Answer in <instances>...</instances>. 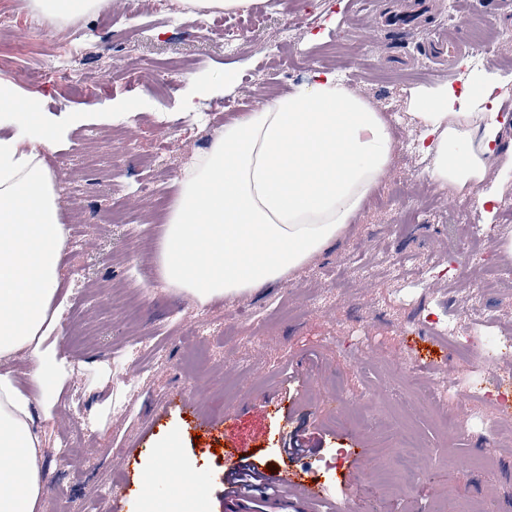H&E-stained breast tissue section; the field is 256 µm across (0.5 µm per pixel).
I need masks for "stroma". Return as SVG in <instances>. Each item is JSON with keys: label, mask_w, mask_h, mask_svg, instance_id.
<instances>
[{"label": "stroma", "mask_w": 512, "mask_h": 512, "mask_svg": "<svg viewBox=\"0 0 512 512\" xmlns=\"http://www.w3.org/2000/svg\"><path fill=\"white\" fill-rule=\"evenodd\" d=\"M386 7L385 0H261L244 12L195 15L175 0H112L55 26L32 0H0L26 46L0 65V80L40 111L88 117L45 156L65 226L61 325L43 343L47 378L34 380L23 352L6 365L39 403L48 512H113L119 449H139L130 466L136 480L151 448L169 437L178 463L197 470L192 497L167 478L163 461L138 512H225L224 473L240 448L270 478L286 469L324 485L327 500L308 512H512V422L482 399L500 388L512 393V157L493 158L482 182L460 187L433 180L423 150L397 153L333 245L275 286L204 305L159 283V233L134 236L127 227L161 218L182 169L225 122L320 70L358 90L399 143L423 141L418 113L426 100L450 92L453 111L479 112L484 102L465 90L481 84L498 102L512 101V43L497 39L512 32V0H436L408 33L379 23ZM171 14L178 22H168ZM231 31L236 49L228 54ZM438 32L468 46L482 35L483 65L456 77L437 73L426 48ZM77 37L86 47L84 85L26 78ZM172 58L181 70L163 90L126 78ZM227 69L238 73L231 88L220 80ZM159 151L161 165L146 168ZM481 195L486 204H478ZM119 213L125 223L115 222ZM467 223L482 228L480 247L494 271L478 308L467 292ZM383 256L399 275L379 265ZM371 264L376 272L362 275ZM451 322L463 336L485 333V341L467 356L453 353L443 333ZM367 328L377 338L369 346L361 342ZM198 334L209 340L205 350L187 342ZM437 352L472 406L452 429L417 389L436 379L421 360ZM177 391L197 398L200 418L224 420L223 430H198L173 403ZM269 397L280 412H265ZM405 426L421 445L413 477L394 467ZM295 433L314 451L290 460L283 443ZM70 438L79 446L74 464L60 450ZM331 453L336 468L326 473L321 462Z\"/></svg>", "instance_id": "1"}]
</instances>
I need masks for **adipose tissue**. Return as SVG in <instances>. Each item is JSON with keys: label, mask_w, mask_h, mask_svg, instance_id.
<instances>
[{"label": "adipose tissue", "mask_w": 512, "mask_h": 512, "mask_svg": "<svg viewBox=\"0 0 512 512\" xmlns=\"http://www.w3.org/2000/svg\"><path fill=\"white\" fill-rule=\"evenodd\" d=\"M453 100H428L420 115L430 176L444 185L477 183L487 158L503 151L502 126L493 112L449 123ZM2 123L19 132L0 137V365L27 352L39 380L44 339L58 324L63 259L55 177L44 155L68 130L0 83ZM453 146L461 149L455 160ZM395 153L381 113L335 73L259 102L225 123L183 170L157 246L160 279L202 304L277 284L353 223ZM36 406L0 368V512H47Z\"/></svg>", "instance_id": "obj_1"}]
</instances>
